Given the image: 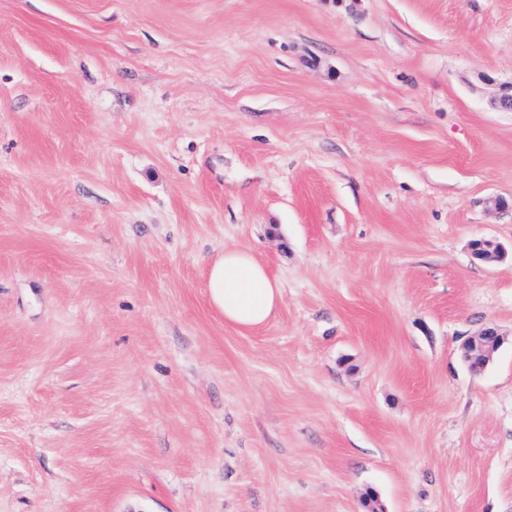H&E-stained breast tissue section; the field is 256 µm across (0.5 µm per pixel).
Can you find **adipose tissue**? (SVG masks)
I'll return each instance as SVG.
<instances>
[{
    "mask_svg": "<svg viewBox=\"0 0 512 512\" xmlns=\"http://www.w3.org/2000/svg\"><path fill=\"white\" fill-rule=\"evenodd\" d=\"M281 298L280 283L248 247L224 249L208 264L205 301L226 324L240 330L262 326Z\"/></svg>",
    "mask_w": 512,
    "mask_h": 512,
    "instance_id": "ef3b65f1",
    "label": "adipose tissue"
}]
</instances>
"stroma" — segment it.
<instances>
[{
  "label": "stroma",
  "instance_id": "stroma-1",
  "mask_svg": "<svg viewBox=\"0 0 512 512\" xmlns=\"http://www.w3.org/2000/svg\"><path fill=\"white\" fill-rule=\"evenodd\" d=\"M511 81L512 0H0V512H512ZM470 250L475 259L487 264L501 262L507 257L506 250L500 244L485 237L472 239ZM281 298L280 283L248 247L224 249L208 264L205 301L226 324L239 330L262 326ZM503 342L502 334L495 326L484 328L477 336L464 342L462 358L466 360L475 354H481L490 360Z\"/></svg>",
  "mask_w": 512,
  "mask_h": 512
}]
</instances>
